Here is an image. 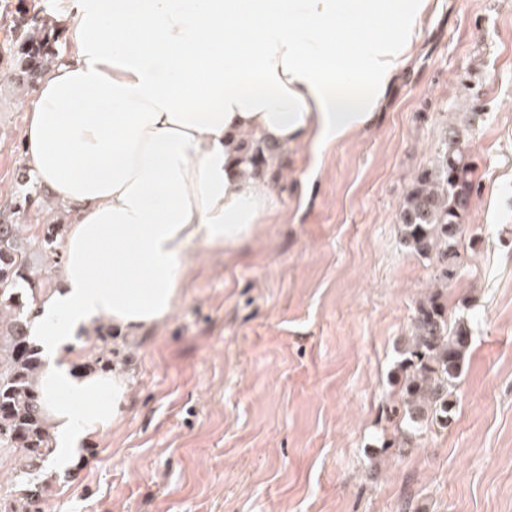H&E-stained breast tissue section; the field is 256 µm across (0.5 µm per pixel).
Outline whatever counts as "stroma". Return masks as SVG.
<instances>
[{"mask_svg":"<svg viewBox=\"0 0 512 512\" xmlns=\"http://www.w3.org/2000/svg\"><path fill=\"white\" fill-rule=\"evenodd\" d=\"M0 0V211L26 166L28 95ZM374 127L278 154L274 211L235 249L189 248L172 315L113 337L120 423L41 512H512V0H442ZM478 83V193L458 267L400 244L397 212ZM439 292L472 341L448 424L394 447L399 351Z\"/></svg>","mask_w":512,"mask_h":512,"instance_id":"obj_1","label":"stroma"}]
</instances>
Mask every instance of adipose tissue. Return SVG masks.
Returning a JSON list of instances; mask_svg holds the SVG:
<instances>
[{"label":"adipose tissue","instance_id":"1","mask_svg":"<svg viewBox=\"0 0 512 512\" xmlns=\"http://www.w3.org/2000/svg\"><path fill=\"white\" fill-rule=\"evenodd\" d=\"M434 4L66 0L69 51L24 130L35 178L71 212L62 278L35 323L59 461L120 422L128 390L121 375L75 367L79 332L162 324L189 246L243 244L273 211L270 183L243 173L242 138L317 152L370 128Z\"/></svg>","mask_w":512,"mask_h":512}]
</instances>
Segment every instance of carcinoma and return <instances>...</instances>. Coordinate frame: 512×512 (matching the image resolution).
Instances as JSON below:
<instances>
[{"instance_id": "cac0c4a2", "label": "carcinoma", "mask_w": 512, "mask_h": 512, "mask_svg": "<svg viewBox=\"0 0 512 512\" xmlns=\"http://www.w3.org/2000/svg\"><path fill=\"white\" fill-rule=\"evenodd\" d=\"M16 13L21 27L15 31L10 56L24 84L33 85L59 57L58 31L39 2L18 0ZM275 150L274 145L246 143L252 173H265ZM475 172L469 140L460 129L447 127L435 164L414 179L398 212L403 246L419 257H437L440 282L454 275L459 229L478 191ZM40 205L37 190L27 191L15 198L10 214L0 221V468L7 467L18 494L0 501V512H40L37 505L52 451L38 389L44 359L31 334L39 314L37 299L44 292L32 255L35 250L57 253L66 225L39 224L30 239L27 225L10 219ZM91 340L96 342L95 363L112 369V328H97ZM470 344V329L464 322L449 325L448 306L439 293L419 302L398 366L401 446L412 442L425 421H448L449 388L461 374Z\"/></svg>"}]
</instances>
